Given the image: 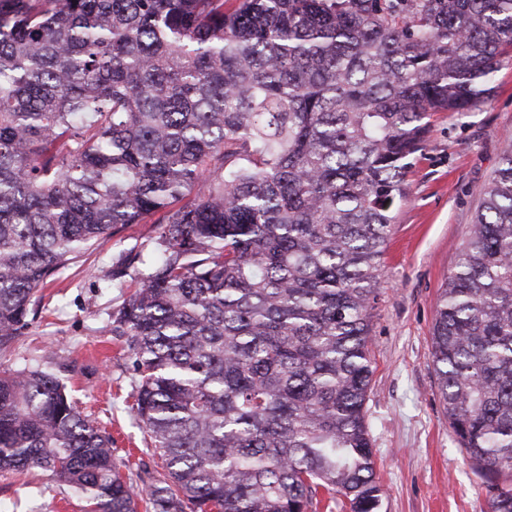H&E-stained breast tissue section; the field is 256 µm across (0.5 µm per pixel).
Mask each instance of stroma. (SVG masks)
Returning a JSON list of instances; mask_svg holds the SVG:
<instances>
[{"instance_id":"stroma-1","label":"stroma","mask_w":512,"mask_h":512,"mask_svg":"<svg viewBox=\"0 0 512 512\" xmlns=\"http://www.w3.org/2000/svg\"><path fill=\"white\" fill-rule=\"evenodd\" d=\"M491 95L471 111L438 112L407 173L377 282L372 318L374 373L365 404L382 490L381 512H487L482 480L453 434L432 358L436 298L470 236L483 191L512 136V46L502 49ZM156 227L130 224L91 248L42 291L35 316L0 371L41 368L67 387L79 409L112 437L127 482L162 476L133 413L136 374L112 312L131 275L106 279L133 250L151 251ZM0 512H87L86 500L50 473L0 475Z\"/></svg>"}]
</instances>
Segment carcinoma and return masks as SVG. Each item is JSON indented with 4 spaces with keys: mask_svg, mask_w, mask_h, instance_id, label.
I'll return each instance as SVG.
<instances>
[{
    "mask_svg": "<svg viewBox=\"0 0 512 512\" xmlns=\"http://www.w3.org/2000/svg\"><path fill=\"white\" fill-rule=\"evenodd\" d=\"M0 0V352L74 255L155 224L112 312L166 474L41 369L0 374V473L90 512H380L364 405L393 212L435 112L486 98L512 0ZM448 422L512 512V149L436 301Z\"/></svg>",
    "mask_w": 512,
    "mask_h": 512,
    "instance_id": "cac0c4a2",
    "label": "carcinoma"
}]
</instances>
